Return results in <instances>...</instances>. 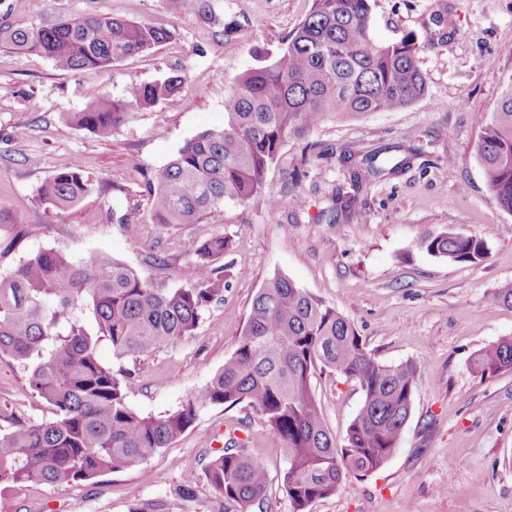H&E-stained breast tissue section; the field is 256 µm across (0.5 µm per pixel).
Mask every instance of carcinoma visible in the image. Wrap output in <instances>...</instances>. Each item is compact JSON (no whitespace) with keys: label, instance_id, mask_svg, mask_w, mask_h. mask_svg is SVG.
<instances>
[{"label":"carcinoma","instance_id":"1","mask_svg":"<svg viewBox=\"0 0 512 512\" xmlns=\"http://www.w3.org/2000/svg\"><path fill=\"white\" fill-rule=\"evenodd\" d=\"M182 6L222 27L208 0ZM371 0H314L311 13L259 65L240 75L224 96V127L187 140L147 186L154 224H200L227 199L261 198L284 143L302 139L326 120L388 112L413 104L425 92L413 36L377 44L369 34ZM170 32L140 23L83 15L38 27L0 26V43L35 52L70 73H97L131 55L153 50ZM181 76L133 82L121 98L104 96L68 115L81 129L106 137L132 107L154 106L173 94ZM392 146L348 150L355 194L342 212L358 220V191L369 179L394 174L408 162ZM477 152L499 206L512 213V82L480 130ZM95 189L78 169L55 173L40 190L53 206L68 208ZM117 223L132 237L143 216L125 213ZM228 240L215 237L196 247L185 270L186 288L153 283L115 260L91 255L79 261L45 249L0 277V356L20 363L31 395L54 407V417L27 424L9 417L0 431V487L23 482L89 481L147 460L169 447L210 406L247 403L285 443L280 475L292 512L336 493L343 479L383 467L401 442L412 412L418 367L379 361L351 321L289 278L274 275L252 303L234 353L182 405L144 416L127 402L141 356L175 343L197 326L203 310L224 296L223 272L213 262ZM419 248L456 263H477L484 241L453 231L425 236ZM93 314L88 328L81 313ZM108 342L115 363L104 364L99 344ZM474 368L485 375L512 370V339L481 349ZM331 369L356 382L364 394L341 443L328 434L312 387L317 370ZM207 476L220 500L239 512L262 506L270 483L266 465L243 440L224 446L208 463Z\"/></svg>","mask_w":512,"mask_h":512}]
</instances>
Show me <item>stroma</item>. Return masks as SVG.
<instances>
[{
    "mask_svg": "<svg viewBox=\"0 0 512 512\" xmlns=\"http://www.w3.org/2000/svg\"><path fill=\"white\" fill-rule=\"evenodd\" d=\"M231 24L222 36L180 0H0V23L18 27L81 15L164 27L172 37L99 73H65L37 53L0 46V275L42 249L74 259L100 255L123 262L168 288L185 286L183 270L204 240L230 248L224 297L201 314L196 330L142 356L127 402L143 415L178 409L238 346L252 301L281 273L334 305L367 348L387 364L416 361L411 416L391 459L351 476L310 512H512V371L480 375L472 360L488 344L512 338V307L493 294L512 282V213L488 189L476 142L503 88L512 81V0H371L370 36L388 44L413 36L422 46L424 96L409 107L360 118L330 119L291 139L271 168L267 196L223 208L200 224L143 222L129 237L119 215L148 209L146 181L198 133L224 125V95L257 64L255 49L276 50L311 12L313 0H209ZM455 25L437 24L441 13ZM179 74V91L152 107L131 109L107 137L73 126L68 113L100 97H122L131 82ZM399 146L403 171L364 187V221L328 224L323 211L351 192L340 161L346 146ZM78 168L95 191L59 210L40 197L57 171ZM300 196L303 208L290 199ZM36 224L40 232L23 236ZM455 231L482 239L477 264L454 263L420 250L428 234ZM326 426L335 438L363 402L355 382L330 371L315 375ZM51 420L53 409L26 389V373L0 357V429L6 416ZM244 439L271 482L264 512H291L279 475L283 442L247 404L201 409L170 447L127 469L91 481L18 484L0 493L6 512H234L211 488L206 466L229 436ZM192 482L193 493L178 489Z\"/></svg>",
    "mask_w": 512,
    "mask_h": 512,
    "instance_id": "1",
    "label": "stroma"
}]
</instances>
